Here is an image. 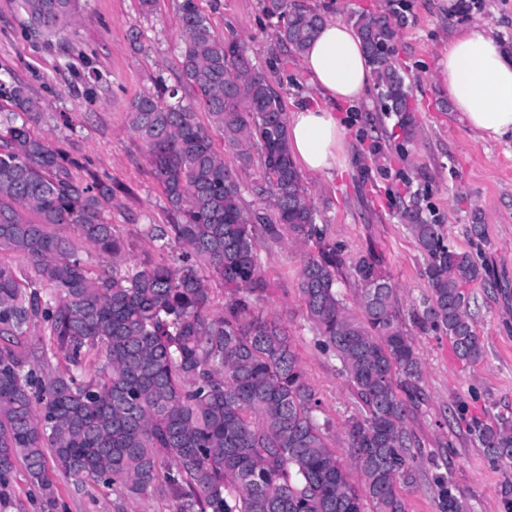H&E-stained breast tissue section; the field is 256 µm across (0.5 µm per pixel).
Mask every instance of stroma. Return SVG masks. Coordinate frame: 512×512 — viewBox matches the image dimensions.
<instances>
[{
    "instance_id": "35a3bbf8",
    "label": "stroma",
    "mask_w": 512,
    "mask_h": 512,
    "mask_svg": "<svg viewBox=\"0 0 512 512\" xmlns=\"http://www.w3.org/2000/svg\"><path fill=\"white\" fill-rule=\"evenodd\" d=\"M156 0H80V16L55 36L34 32L17 0H0V80L18 82L43 114L35 132L78 158L74 176L111 177L119 190L103 214L131 243V263L158 259L144 236L149 224L170 221L167 203L130 130L134 98L176 90L183 103L197 93L181 76L180 5ZM406 23L396 57L411 86L419 131L399 152L400 131L383 112L376 88L332 109L346 130L347 154L331 174L306 173L318 224L347 260L371 254L397 285L399 310L422 364L424 401L410 425L421 441L415 483L405 488L409 512H440V489L451 483L467 512H512V465L491 463L467 434L464 416L512 414V136L492 141L472 131L448 99L440 61L458 31L484 27L512 56V0H402ZM220 35L250 47L255 68L282 96L286 110L324 104L300 60L278 43L277 21L265 17L261 0H197ZM379 142L383 156L366 153ZM415 204L443 226L446 243L474 253L490 270L488 283L468 285L475 330L485 358L458 359L443 331L422 327L429 294L426 258L403 218ZM479 233H472V225ZM315 244L259 245L260 269L269 284L264 312L288 330L300 364L332 422V444L348 459L343 427L355 399L336 362L318 347L298 292L306 256ZM451 438L452 447L442 444ZM47 474L57 497L55 512H116L110 489L82 486L55 466ZM0 512H45L39 491L23 467L0 479Z\"/></svg>"
}]
</instances>
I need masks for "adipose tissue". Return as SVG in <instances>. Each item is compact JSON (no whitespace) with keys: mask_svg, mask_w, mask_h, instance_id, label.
Segmentation results:
<instances>
[{"mask_svg":"<svg viewBox=\"0 0 512 512\" xmlns=\"http://www.w3.org/2000/svg\"><path fill=\"white\" fill-rule=\"evenodd\" d=\"M302 65L326 102L291 112V151L307 171L328 173L339 165L346 144L345 130L329 103L362 98L371 83V68L357 33L336 21L322 25ZM440 76L454 109L481 138L512 135V58L484 28L469 27L449 42Z\"/></svg>","mask_w":512,"mask_h":512,"instance_id":"obj_1","label":"adipose tissue"}]
</instances>
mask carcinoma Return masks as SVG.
Masks as SVG:
<instances>
[{"label":"carcinoma","mask_w":512,"mask_h":512,"mask_svg":"<svg viewBox=\"0 0 512 512\" xmlns=\"http://www.w3.org/2000/svg\"><path fill=\"white\" fill-rule=\"evenodd\" d=\"M400 0L381 13L350 16L384 111L403 142L418 121L395 57L405 17ZM40 31L57 33L79 13L78 0H19ZM266 17L288 23L277 40L303 56L325 21L293 0H262ZM182 79L245 165L258 151L256 203L245 202L235 170L216 152L189 105L159 95L136 98L130 129L173 212L149 224L162 251L126 263L130 244L102 217L119 187L77 180V161L33 133L40 107L20 84L0 82L17 111L0 120V254L27 257L31 272L0 261V476L22 465L54 512L47 459L120 502L154 494L177 512H406L420 441L409 414L423 400V372L397 308V287L374 256L351 264L316 224L310 190L290 148L278 91L258 72L244 40L215 33L195 0L180 6ZM404 217L427 257L430 288L422 321L448 333L457 357L480 362L485 346L468 312L465 286L485 267L445 243L443 225L415 206ZM72 229L73 233L66 232ZM315 242L303 260L299 294L319 348L339 363L358 414L344 426L362 489L329 445L323 401L291 348L287 329L259 310L268 284L257 244ZM112 257L93 275L92 253ZM360 287L354 314L338 291ZM228 290L211 309L212 282ZM49 344L21 341L35 328ZM89 361L95 374L51 368ZM492 461L512 463V416L465 422Z\"/></svg>","instance_id":"1"}]
</instances>
